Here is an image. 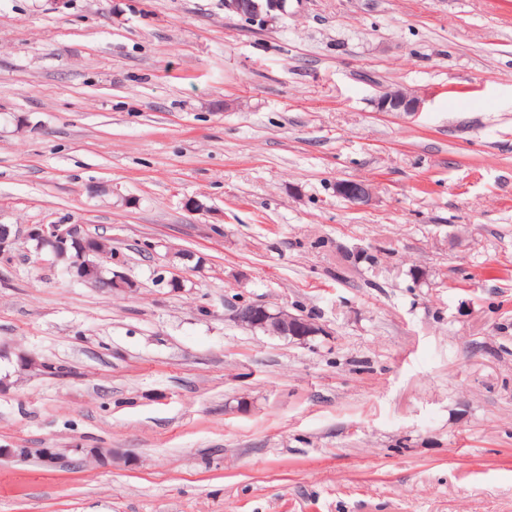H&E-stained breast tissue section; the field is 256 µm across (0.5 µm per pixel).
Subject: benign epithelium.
Returning a JSON list of instances; mask_svg holds the SVG:
<instances>
[{"instance_id":"obj_1","label":"benign epithelium","mask_w":512,"mask_h":512,"mask_svg":"<svg viewBox=\"0 0 512 512\" xmlns=\"http://www.w3.org/2000/svg\"><path fill=\"white\" fill-rule=\"evenodd\" d=\"M288 0H224V8L228 11L250 19H259L265 23H273L288 15ZM422 100L402 89L387 90L376 99L379 112L420 111ZM336 195L345 199L356 208L370 204L372 192L364 181L336 183ZM33 243L37 256L47 255L57 263L68 262V253L72 250L81 253L89 267L98 265L100 251L96 249L97 239L88 234L81 224H0V256L8 258L12 254L13 245L18 239ZM64 271L91 288L109 291L117 287L127 293L138 288L135 280L112 271L110 267H100L97 278L81 276L72 266L66 265ZM233 317L236 322L248 329L277 328V336L291 338L302 343L314 336L322 334L321 327L312 319L288 312L284 308H273L262 302H242L233 306ZM32 454L42 462L53 464L57 453L51 448H0V456L23 459Z\"/></svg>"}]
</instances>
